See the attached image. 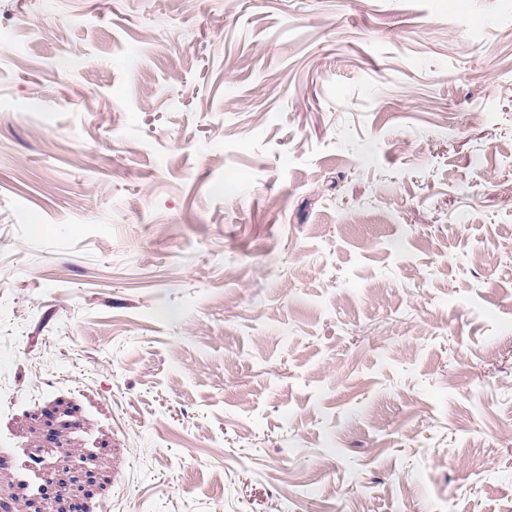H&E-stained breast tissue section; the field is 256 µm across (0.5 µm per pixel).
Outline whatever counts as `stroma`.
Here are the masks:
<instances>
[{"instance_id": "35a3bbf8", "label": "stroma", "mask_w": 512, "mask_h": 512, "mask_svg": "<svg viewBox=\"0 0 512 512\" xmlns=\"http://www.w3.org/2000/svg\"><path fill=\"white\" fill-rule=\"evenodd\" d=\"M86 496L512 512V0H0V504Z\"/></svg>"}]
</instances>
